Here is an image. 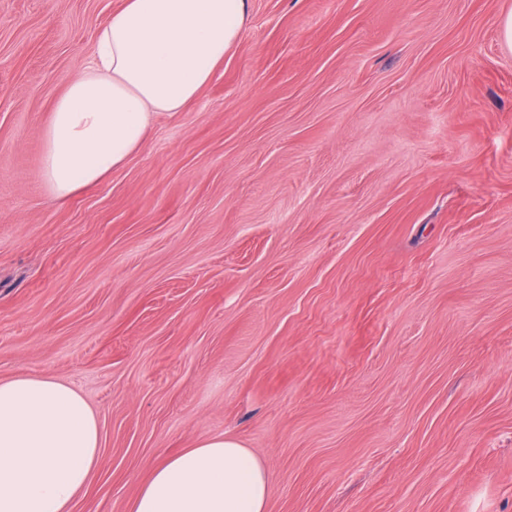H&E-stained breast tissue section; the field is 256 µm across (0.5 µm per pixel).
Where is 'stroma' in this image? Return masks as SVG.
<instances>
[{
  "instance_id": "1",
  "label": "stroma",
  "mask_w": 512,
  "mask_h": 512,
  "mask_svg": "<svg viewBox=\"0 0 512 512\" xmlns=\"http://www.w3.org/2000/svg\"><path fill=\"white\" fill-rule=\"evenodd\" d=\"M123 0H0V381L75 386L73 512L236 439L268 512H512V0H250L198 99L69 200L55 98Z\"/></svg>"
}]
</instances>
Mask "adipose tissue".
<instances>
[{
	"label": "adipose tissue",
	"mask_w": 512,
	"mask_h": 512,
	"mask_svg": "<svg viewBox=\"0 0 512 512\" xmlns=\"http://www.w3.org/2000/svg\"><path fill=\"white\" fill-rule=\"evenodd\" d=\"M249 20V0H124L41 131L38 179L49 199L102 181L157 116L196 100ZM100 452L99 420L77 388L0 381V512H72ZM268 497L259 460L220 435L156 465L129 512H267Z\"/></svg>",
	"instance_id": "obj_1"
}]
</instances>
